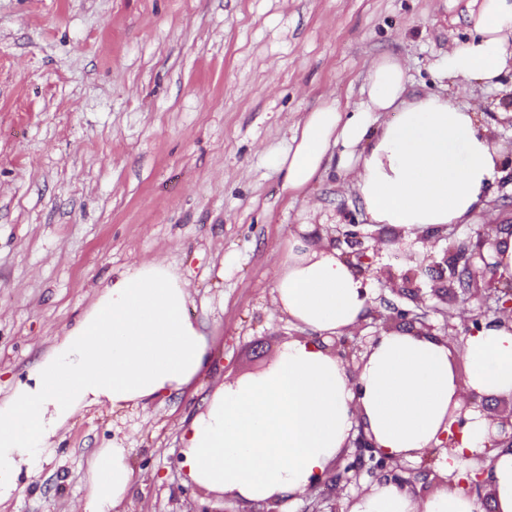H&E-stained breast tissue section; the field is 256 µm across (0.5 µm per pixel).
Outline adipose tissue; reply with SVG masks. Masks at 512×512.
I'll return each mask as SVG.
<instances>
[{
	"instance_id": "1",
	"label": "adipose tissue",
	"mask_w": 512,
	"mask_h": 512,
	"mask_svg": "<svg viewBox=\"0 0 512 512\" xmlns=\"http://www.w3.org/2000/svg\"><path fill=\"white\" fill-rule=\"evenodd\" d=\"M512 63V0H482L469 39L449 47L433 71L467 88L499 86ZM408 66L375 60L358 108L337 103L308 113L288 150L272 155L281 190L307 187L330 147L365 204L370 223L431 233L459 224L512 173L508 157L477 113L453 97L411 90ZM388 113L378 122V113ZM313 225H300L285 245L274 302L291 324L311 333L289 341L268 368L219 388L185 428L192 481L213 493L283 504L307 494L346 448L355 423L376 447L421 460L453 434L448 472L466 475L473 455L487 457L494 512H512V448L489 447L479 412L463 425L449 417L463 396L512 398V329L482 326L460 353L445 339L411 332L379 335L357 374L327 347L355 329L369 289L336 249L315 246ZM186 282L158 261L115 274L67 329L13 380L0 400V503L36 477L54 454L52 440L77 414L120 410L190 388L209 368L210 347L187 314ZM461 358L464 370L453 360ZM129 449H99L88 466L83 512H114L133 480ZM349 512H482L455 485L421 498L390 482L375 483Z\"/></svg>"
}]
</instances>
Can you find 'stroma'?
<instances>
[{
  "label": "stroma",
  "instance_id": "obj_1",
  "mask_svg": "<svg viewBox=\"0 0 512 512\" xmlns=\"http://www.w3.org/2000/svg\"><path fill=\"white\" fill-rule=\"evenodd\" d=\"M478 0H0V399L112 274L161 260L188 282L190 317L211 344L192 390L120 411L77 415L53 458L0 512H78L87 463L131 449L139 475L122 512H267L194 484L182 427L223 383L261 373L303 337L274 304L281 247L300 223L315 243L347 250L357 223L371 259L373 311L410 309L396 291L427 252L476 239L487 217L512 232V188L469 223L442 229L435 249L366 221L336 168L281 191L268 159L306 112L355 108L372 59L406 60L414 88L471 34ZM498 92L473 85L461 105L490 114L512 148ZM362 475L339 498L318 491L291 512H331L373 485Z\"/></svg>",
  "mask_w": 512,
  "mask_h": 512
}]
</instances>
